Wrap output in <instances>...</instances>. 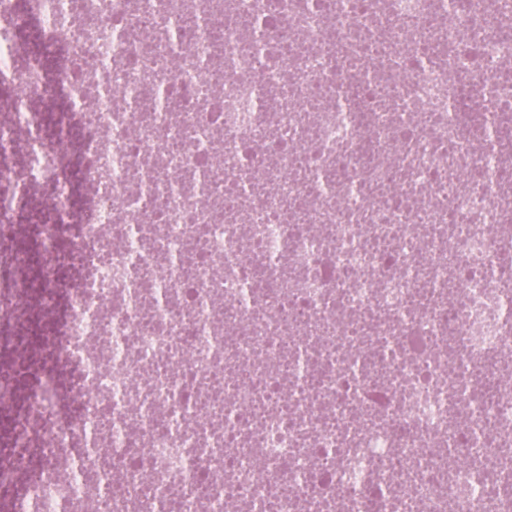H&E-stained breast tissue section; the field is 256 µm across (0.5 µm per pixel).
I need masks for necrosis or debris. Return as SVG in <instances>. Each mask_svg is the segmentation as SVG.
<instances>
[{
  "mask_svg": "<svg viewBox=\"0 0 512 512\" xmlns=\"http://www.w3.org/2000/svg\"><path fill=\"white\" fill-rule=\"evenodd\" d=\"M0 78V512H512V0H0Z\"/></svg>",
  "mask_w": 512,
  "mask_h": 512,
  "instance_id": "necrosis-or-debris-1",
  "label": "necrosis or debris"
}]
</instances>
